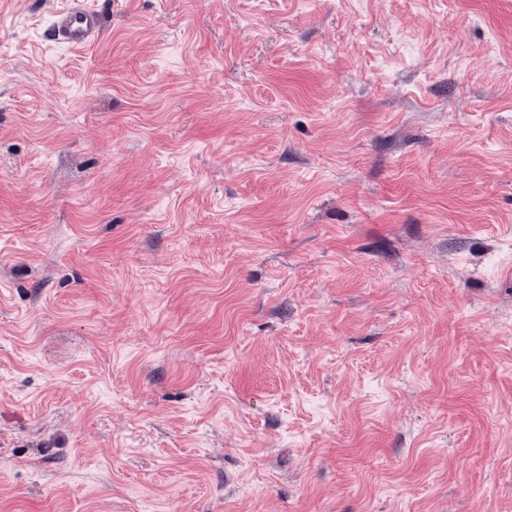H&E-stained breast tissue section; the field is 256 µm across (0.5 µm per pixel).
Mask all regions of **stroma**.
<instances>
[{
    "label": "stroma",
    "instance_id": "35a3bbf8",
    "mask_svg": "<svg viewBox=\"0 0 512 512\" xmlns=\"http://www.w3.org/2000/svg\"><path fill=\"white\" fill-rule=\"evenodd\" d=\"M0 0V512H512V0ZM102 26L103 19L98 11L83 0H72L67 8L52 15L48 37L62 47H90L96 43Z\"/></svg>",
    "mask_w": 512,
    "mask_h": 512
}]
</instances>
